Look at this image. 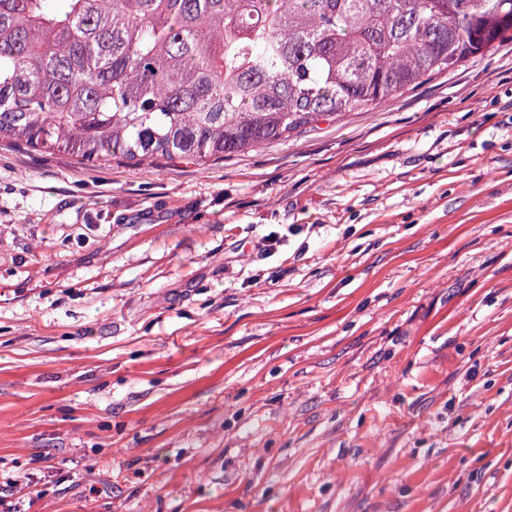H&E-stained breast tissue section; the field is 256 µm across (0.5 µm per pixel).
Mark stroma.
Here are the masks:
<instances>
[{
	"mask_svg": "<svg viewBox=\"0 0 512 512\" xmlns=\"http://www.w3.org/2000/svg\"><path fill=\"white\" fill-rule=\"evenodd\" d=\"M16 512H512V32L203 165L0 144Z\"/></svg>",
	"mask_w": 512,
	"mask_h": 512,
	"instance_id": "obj_1",
	"label": "stroma"
}]
</instances>
